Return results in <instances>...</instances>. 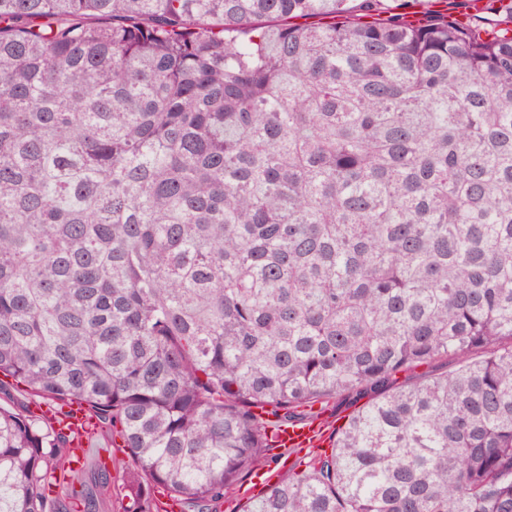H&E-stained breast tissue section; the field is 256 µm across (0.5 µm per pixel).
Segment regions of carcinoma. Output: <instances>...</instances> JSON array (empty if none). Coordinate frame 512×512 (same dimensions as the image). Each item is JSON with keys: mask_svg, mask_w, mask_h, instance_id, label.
I'll list each match as a JSON object with an SVG mask.
<instances>
[{"mask_svg": "<svg viewBox=\"0 0 512 512\" xmlns=\"http://www.w3.org/2000/svg\"><path fill=\"white\" fill-rule=\"evenodd\" d=\"M470 6L0 0V512H512V0ZM457 367L458 366L456 360H454L452 357H441L435 359L429 364L421 365L415 369L399 372L395 376V384L396 386H407L415 382L420 377L440 375L447 372L450 373ZM365 402L366 399L355 402L349 400L348 397L343 396L337 398L335 402L330 403L322 416L326 419L329 417L328 421L331 423L328 424V427L325 426V437L323 438V442L319 448H309V446L314 445L321 440V428L315 421L311 423H296L292 426L285 427L275 438L276 448H282L284 451L290 450L294 452L302 448H309L306 451V454L308 455L305 456L304 462H307L312 455L323 450L330 452L332 444L330 436L332 435L333 430H335L337 426L343 425L353 410ZM284 458H286V456H283V454H278V453H276V451L270 450L268 452V458L261 463L260 467L256 471L258 474H261V475L256 474L255 478L258 479V481H263L264 479L260 480L262 477L263 478L270 477L271 481H270L269 485L275 483L277 481L276 475L279 474L280 472L284 471L287 467L290 466L291 459H288V465H287V464H284ZM263 474H264V476H263Z\"/></svg>", "mask_w": 512, "mask_h": 512, "instance_id": "cac0c4a2", "label": "carcinoma"}]
</instances>
